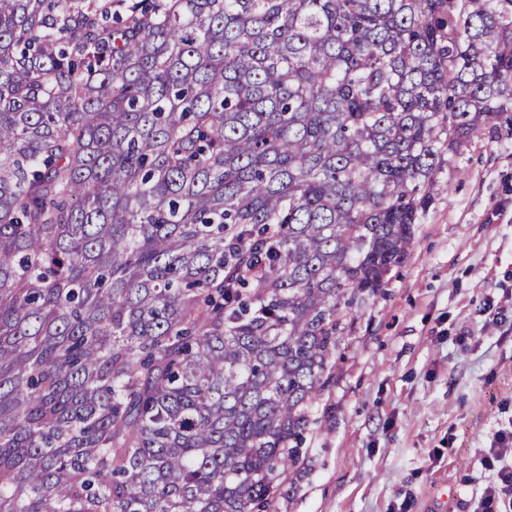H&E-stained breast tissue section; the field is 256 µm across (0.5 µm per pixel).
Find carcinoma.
<instances>
[{"label":"carcinoma","mask_w":512,"mask_h":512,"mask_svg":"<svg viewBox=\"0 0 512 512\" xmlns=\"http://www.w3.org/2000/svg\"><path fill=\"white\" fill-rule=\"evenodd\" d=\"M0 0V512H278L512 0Z\"/></svg>","instance_id":"cac0c4a2"}]
</instances>
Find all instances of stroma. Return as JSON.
Returning a JSON list of instances; mask_svg holds the SVG:
<instances>
[{"instance_id":"stroma-1","label":"stroma","mask_w":512,"mask_h":512,"mask_svg":"<svg viewBox=\"0 0 512 512\" xmlns=\"http://www.w3.org/2000/svg\"><path fill=\"white\" fill-rule=\"evenodd\" d=\"M512 142L442 166L404 263L340 338L308 461L279 512H476L512 423Z\"/></svg>"}]
</instances>
